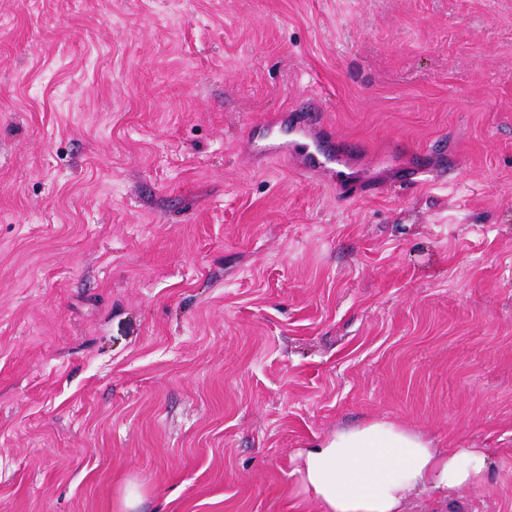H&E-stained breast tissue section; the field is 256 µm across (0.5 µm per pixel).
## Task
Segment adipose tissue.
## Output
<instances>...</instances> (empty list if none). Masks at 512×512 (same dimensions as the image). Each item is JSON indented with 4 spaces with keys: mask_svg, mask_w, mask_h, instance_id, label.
<instances>
[{
    "mask_svg": "<svg viewBox=\"0 0 512 512\" xmlns=\"http://www.w3.org/2000/svg\"><path fill=\"white\" fill-rule=\"evenodd\" d=\"M294 494L319 512H407L409 495L450 491L483 483V448L435 447L421 434L372 418L337 429L294 458Z\"/></svg>",
    "mask_w": 512,
    "mask_h": 512,
    "instance_id": "obj_1",
    "label": "adipose tissue"
}]
</instances>
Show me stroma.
Instances as JSON below:
<instances>
[{"label":"stroma","instance_id":"obj_1","mask_svg":"<svg viewBox=\"0 0 512 512\" xmlns=\"http://www.w3.org/2000/svg\"><path fill=\"white\" fill-rule=\"evenodd\" d=\"M372 417L512 512V0H0V512H317ZM289 142L270 141L263 145L256 144L255 150L267 158H278L295 154L297 150L302 151L310 163L318 167H328L330 165H341L343 156L336 152H325L320 148L319 141L311 139L304 134H298Z\"/></svg>","mask_w":512,"mask_h":512}]
</instances>
